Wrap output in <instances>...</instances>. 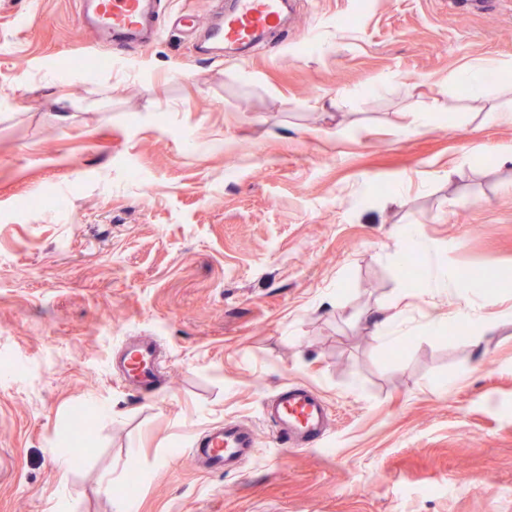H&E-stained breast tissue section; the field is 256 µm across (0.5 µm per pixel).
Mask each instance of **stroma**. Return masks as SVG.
Wrapping results in <instances>:
<instances>
[{
	"label": "stroma",
	"instance_id": "1",
	"mask_svg": "<svg viewBox=\"0 0 512 512\" xmlns=\"http://www.w3.org/2000/svg\"><path fill=\"white\" fill-rule=\"evenodd\" d=\"M292 5L281 51L202 61L169 26L91 78L77 0H0V512H512V287L401 277L512 271V0ZM476 61L506 69L478 96ZM129 336L161 343L155 399L109 371ZM289 383L321 448L261 416ZM227 419L255 457L193 470ZM263 418L273 428V435L289 451L318 448L329 426L325 399L305 385L279 388L262 404ZM188 459L193 468L205 474L239 472L242 464L259 447L256 431L235 420L213 425L196 435Z\"/></svg>",
	"mask_w": 512,
	"mask_h": 512
}]
</instances>
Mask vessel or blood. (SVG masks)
<instances>
[{
  "label": "vessel or blood",
  "instance_id": "1",
  "mask_svg": "<svg viewBox=\"0 0 512 512\" xmlns=\"http://www.w3.org/2000/svg\"><path fill=\"white\" fill-rule=\"evenodd\" d=\"M285 2L226 0L207 22L185 17L181 23L188 28L203 27L209 54L235 59L282 27ZM160 4L161 0H78V24L96 41L142 49L161 33ZM159 350L157 339L138 338L126 344L120 358V376L142 396L152 397L157 392ZM262 415L271 424L276 441L291 451L318 447L329 426L327 402L305 385L279 388L264 400ZM258 446L252 427L227 420L196 435L188 459L197 471L221 475L240 471Z\"/></svg>",
  "mask_w": 512,
  "mask_h": 512
}]
</instances>
